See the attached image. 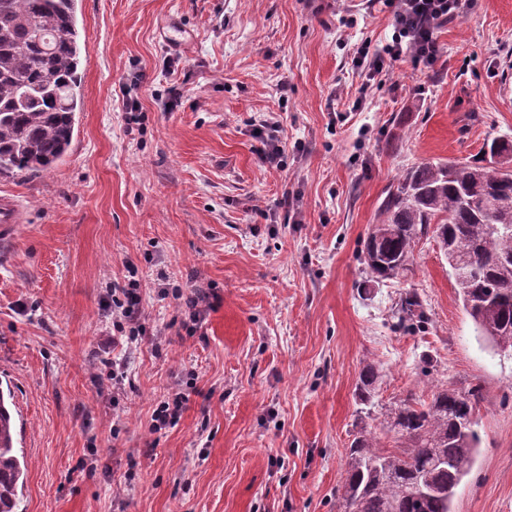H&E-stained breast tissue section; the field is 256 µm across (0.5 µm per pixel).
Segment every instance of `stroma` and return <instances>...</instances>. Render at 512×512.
<instances>
[{
    "instance_id": "1",
    "label": "stroma",
    "mask_w": 512,
    "mask_h": 512,
    "mask_svg": "<svg viewBox=\"0 0 512 512\" xmlns=\"http://www.w3.org/2000/svg\"><path fill=\"white\" fill-rule=\"evenodd\" d=\"M84 105L64 159L0 234V382L28 468L19 512H337L346 450L376 402L479 389L480 453L455 512H512V356L465 311L430 237L366 284L363 241L412 167L512 140V0H471L434 64L356 65L393 34L383 0H78ZM139 104L127 126L122 94ZM278 121L284 169L254 130ZM137 267L161 349L112 344L103 296ZM212 302L195 334L159 277ZM426 320L404 328L401 295ZM124 363L120 398L104 360ZM180 422L148 430L186 381ZM378 378V372L371 364L365 365L359 373L357 397L361 405L370 406L367 412L368 415L371 414V407L373 406L372 400L375 394Z\"/></svg>"
}]
</instances>
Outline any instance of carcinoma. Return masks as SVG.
<instances>
[{
	"label": "carcinoma",
	"instance_id": "cac0c4a2",
	"mask_svg": "<svg viewBox=\"0 0 512 512\" xmlns=\"http://www.w3.org/2000/svg\"><path fill=\"white\" fill-rule=\"evenodd\" d=\"M77 0H0V176L47 174L67 154L83 105ZM444 231L446 258L478 336L512 355V167L479 162L417 166L388 190L363 243L369 281L404 275L416 242ZM399 317H423L408 292ZM378 372L358 377L360 404L373 406ZM477 389L438 387L427 402L410 399L385 409L380 430L362 427L347 449L337 498L341 512H453L454 492L470 474L480 438ZM394 446H388V441ZM0 391V512H15L25 462ZM439 489L424 493L421 486Z\"/></svg>",
	"mask_w": 512,
	"mask_h": 512
}]
</instances>
